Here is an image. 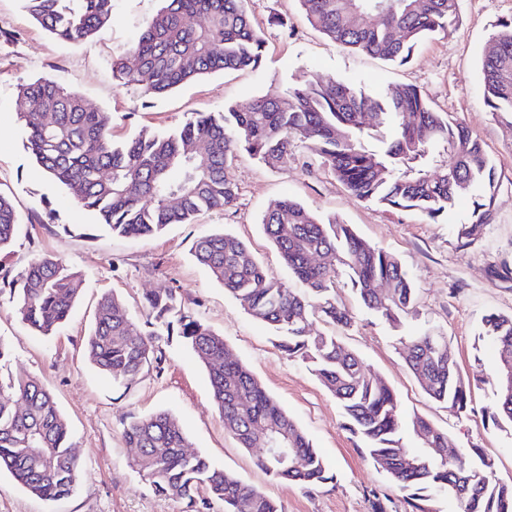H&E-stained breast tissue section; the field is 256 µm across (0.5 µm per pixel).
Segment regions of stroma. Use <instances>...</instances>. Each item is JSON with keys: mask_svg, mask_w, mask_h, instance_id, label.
I'll return each instance as SVG.
<instances>
[{"mask_svg": "<svg viewBox=\"0 0 512 512\" xmlns=\"http://www.w3.org/2000/svg\"><path fill=\"white\" fill-rule=\"evenodd\" d=\"M159 7V0H114L109 25L87 42L70 44L45 31L19 0H0V190L11 195L21 217L0 267L16 274L42 255L81 276L77 305L50 336L31 332L16 317L8 295L0 296V340L10 347L0 376L30 377L50 391L67 420L81 467L75 492L58 502L31 495L1 471L0 512H184L183 502L154 494L133 467L136 451L123 438L130 416L160 410L176 418L194 452L275 500L281 512H375L379 507L414 512L407 492L373 466L366 441L345 428L334 397L304 364L282 354L270 328L225 294L191 255L197 237L226 231L281 281H289L279 251L260 225L262 215L286 198L352 225L360 237L396 255L419 290L416 313L393 327L362 306L349 278L339 275L336 301L348 311L350 323L335 326L317 317L312 333L336 336L359 355L368 375L393 389L406 418L420 416L448 431L459 450L481 449L494 463L496 480L512 483V424L493 423L487 414L496 394L493 351L478 339L485 314H512V128L485 106L480 71L498 24L512 20V0H460L451 32L424 41L402 65L337 47L306 24L298 0H247L266 41L258 69L201 76L148 98L117 80L112 62L124 56ZM40 78L63 83L90 107L111 113L117 142L142 130L179 128L197 112L248 108L257 96L298 79L343 80L373 91L411 84L436 110L465 122L481 143L499 183L492 218L477 238L461 241L456 229L472 209L470 199L431 224L411 211L350 198L302 144L296 160L279 169L240 155L232 170L238 187L232 208L172 225L153 238L118 237L100 230L95 217L54 184L25 147L18 89ZM157 288L178 289L186 310L223 336L323 456L329 481L304 488L262 470L255 452L241 448L225 430L205 366L179 341L167 346L163 373L146 374L123 395L89 363L85 340L100 298L118 295L141 322L143 296ZM428 328L444 333L471 384L463 413L432 400L404 364L402 339Z\"/></svg>", "mask_w": 512, "mask_h": 512, "instance_id": "obj_1", "label": "stroma"}]
</instances>
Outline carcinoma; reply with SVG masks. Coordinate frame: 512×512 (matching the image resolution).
<instances>
[{
    "label": "carcinoma",
    "mask_w": 512,
    "mask_h": 512,
    "mask_svg": "<svg viewBox=\"0 0 512 512\" xmlns=\"http://www.w3.org/2000/svg\"><path fill=\"white\" fill-rule=\"evenodd\" d=\"M49 33L81 43L112 20L113 0H20ZM129 52V68L113 61V75L157 97L205 74L259 66L264 48L245 0H161ZM304 18L336 46L405 63L413 49L435 33H446L458 0H299ZM385 3L386 13L367 25L355 12ZM493 47L481 60L484 102L512 125V21L500 24ZM26 110L19 113L27 148L49 178L94 212L100 225L133 239L188 224L197 214L227 209L237 199L231 171L240 153L268 165L294 159L295 143L309 142L348 195L395 209L413 210L440 223L460 196L473 198L458 237L470 239L489 223L498 183L482 145L461 121L435 111L411 85L373 92L355 84L304 80L266 93L245 111L198 112L167 132H140L112 140V115L89 109L63 84L37 79L19 87ZM21 218L0 192V255L12 244ZM264 234L291 273L288 285L264 268L248 246L228 232L198 237L195 260L240 300L251 316L276 332V347L298 360L328 389L343 410L347 427L369 444L373 464L426 501L448 495L463 512H512V485L494 478L491 459L477 448L444 458L448 433L422 417L407 429L399 401L382 380L368 376L361 359L333 335H311L313 316L346 325V311L331 294L338 270L347 272L361 304L395 326L412 314L418 288L393 254L359 237L336 217L320 216L284 199L261 219ZM79 274L58 259L39 257L13 277H0L17 317L42 336L68 318L79 295ZM146 319L133 320L116 295L103 297L86 340L89 361L129 392L142 377L161 373L166 362L162 337L181 338L208 371L212 400L224 427L247 450L269 446L258 465L272 477L304 487L329 480L326 464L305 433L251 370L235 359L224 337L186 311L174 288L143 297ZM482 337L496 350L492 375L497 399L489 413L495 423H512V315L491 312ZM405 364L434 401L454 413L468 407L470 385L460 374L446 337L431 330L403 342ZM412 434L420 448L407 446ZM124 438L142 452L136 469L154 493L175 498L186 512H280L277 503L187 453L188 437L166 411L131 416ZM300 458V467L293 466ZM0 470L31 495L46 501L69 496L80 479L66 419L50 392L29 378L0 380Z\"/></svg>",
    "instance_id": "cac0c4a2"
}]
</instances>
